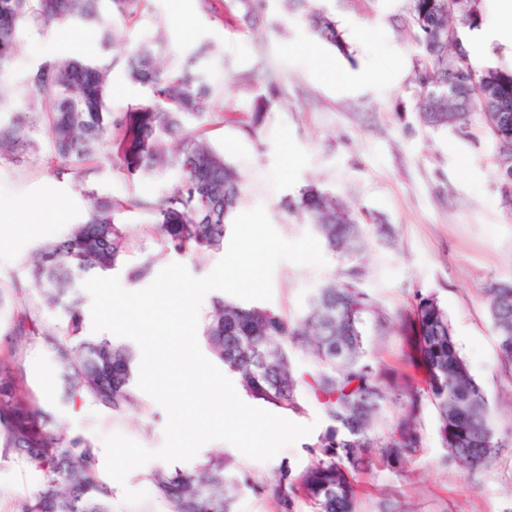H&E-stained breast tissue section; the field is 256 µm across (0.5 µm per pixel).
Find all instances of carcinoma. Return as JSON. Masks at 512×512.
Returning <instances> with one entry per match:
<instances>
[{
    "mask_svg": "<svg viewBox=\"0 0 512 512\" xmlns=\"http://www.w3.org/2000/svg\"><path fill=\"white\" fill-rule=\"evenodd\" d=\"M302 2L318 40L348 53L336 22ZM487 0H408V23L419 33L421 58L415 96L424 126L450 127L473 142L482 139L494 154L512 148V64L474 68L470 48L482 30ZM142 0H0V73L7 71L20 28L75 21L101 28L106 42L115 31L105 15L129 17ZM153 43L128 56L131 81L151 89L149 105L114 117L108 100L109 70L77 57L46 62L25 77L21 107L0 124V160L19 161L36 151L31 115L40 117L59 178L84 181L102 146L123 148L126 169L145 177L170 173L162 196L146 206L155 213L166 255L205 259L224 248V238L243 194L244 182L224 153L188 129L184 117L211 108L210 88L188 67L157 64ZM80 71L98 91L88 97L74 80ZM311 224L324 247L343 261L371 243L391 245L395 231L379 220L365 224L344 199L311 182L285 200ZM127 204L92 197L86 217L59 238L39 247L26 280L0 285V306L8 304L9 326L0 348V458H13L39 482L16 499L9 512H112L114 490L100 469V448L84 435L66 436L52 412L26 388L17 366L28 346L56 359L59 399L73 407L93 405L112 418L148 414L133 385L137 349L128 343L86 334L77 287L92 276L125 270L130 281L150 266L124 268L135 240L118 221ZM366 269L342 268L317 289L303 315L292 320L261 303L216 296L201 329L210 356L235 375L250 400L269 409L303 414L314 399L323 430L306 445L311 464L302 471L285 466L272 485L243 477L229 455L209 458L192 470L158 468L146 474L165 512H233L241 488L268 493L278 512H293L296 500L313 512H356L357 476L373 449L382 465L403 470L425 440V414L437 418L441 445L465 473L475 476L494 465L506 446L492 405L473 377L453 335L448 311L434 293L417 291L406 308L389 309L363 288ZM489 317L501 360L512 369V282L486 289ZM49 308L59 310L54 321ZM397 326L403 340L399 363L371 357L366 328L384 335ZM300 347L314 359V371L295 365ZM399 414L383 422L386 400Z\"/></svg>",
    "mask_w": 512,
    "mask_h": 512,
    "instance_id": "1",
    "label": "carcinoma"
}]
</instances>
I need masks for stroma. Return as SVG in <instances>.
<instances>
[{
	"instance_id": "1",
	"label": "stroma",
	"mask_w": 512,
	"mask_h": 512,
	"mask_svg": "<svg viewBox=\"0 0 512 512\" xmlns=\"http://www.w3.org/2000/svg\"><path fill=\"white\" fill-rule=\"evenodd\" d=\"M349 46L341 54L317 42L308 14L287 11L282 0H266L259 17L246 16L241 0H143L138 12L113 19L118 36L103 45L97 28L73 23L26 25L19 32L6 73L22 84L29 70L64 56L97 61L110 70L109 104L114 114L145 104L146 87L131 82L125 58L133 47L155 39L159 61L169 55L202 54L201 70L214 91V110L195 128L244 178L240 211L264 206L282 237L294 241L311 229L282 202L312 181L322 183L357 208L383 215L396 228V245H374L358 261L367 270L365 287L389 308L408 305L413 291L436 294L451 319L454 336L471 372L487 392L503 436L512 435V373L499 359L483 291L490 282L512 281V212L506 208L489 142L474 143L453 132H432L418 119L415 100L417 49L406 22L407 0H321ZM277 77V98H270L265 76ZM270 99L263 114L255 105ZM40 153L24 165L0 160V284L23 276L24 265L40 244L60 237L81 220L88 194L137 207L125 213L137 242L126 262L150 264L152 273L178 262L197 278L218 262L211 255L197 262L162 252L153 229L156 219L140 209L162 193L166 174L153 178L129 174L115 165L110 149L92 162L84 183L56 178L48 162L46 136ZM325 267L277 264L269 307L299 317L310 294L337 276V257ZM20 364L30 392L51 405L59 430L94 442L121 433L155 451L164 443L166 412L146 422L132 413L106 426L98 412L59 403L60 382L51 353L32 348ZM427 438L404 471L371 465L361 478L358 512H512V447L503 449L493 468L468 477L445 464L433 414H426ZM231 455L255 479L274 483L281 466L299 471L310 457L302 443L283 448L272 460L244 456L227 442L214 440L197 461ZM154 459L131 471L115 486L113 512H137L123 500L125 489L146 491L150 512H164L152 494L146 472L163 467ZM36 485L34 474L12 459L0 460V512Z\"/></svg>"
}]
</instances>
